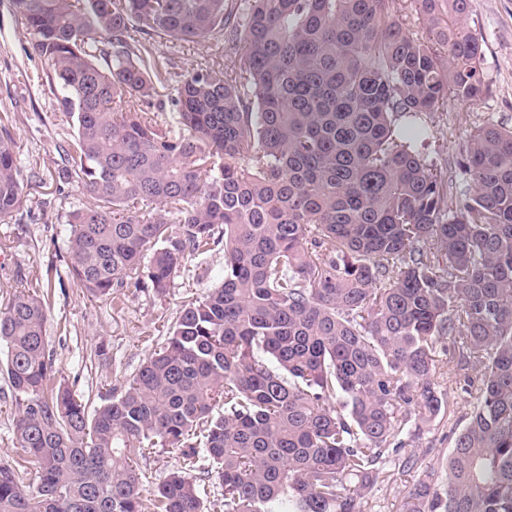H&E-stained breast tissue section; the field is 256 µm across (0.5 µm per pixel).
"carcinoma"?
Masks as SVG:
<instances>
[{
  "instance_id": "carcinoma-1",
  "label": "carcinoma",
  "mask_w": 512,
  "mask_h": 512,
  "mask_svg": "<svg viewBox=\"0 0 512 512\" xmlns=\"http://www.w3.org/2000/svg\"><path fill=\"white\" fill-rule=\"evenodd\" d=\"M402 2L11 0L74 129L57 177L94 198L67 214L77 287L164 295L218 247L224 274L92 410L56 377L48 295L12 294L0 512H208L211 478L224 512H363L390 440L448 409L439 347L474 402L409 512H512V128L470 132L452 192L424 117L488 94L482 44L470 0H412L420 36ZM155 38L244 55L182 74ZM25 187L0 130L1 224ZM154 448L182 464L146 500ZM14 410L11 406L9 387L0 375V460L17 458L19 452L12 445Z\"/></svg>"
}]
</instances>
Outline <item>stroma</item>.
<instances>
[{
  "mask_svg": "<svg viewBox=\"0 0 512 512\" xmlns=\"http://www.w3.org/2000/svg\"><path fill=\"white\" fill-rule=\"evenodd\" d=\"M468 24L483 41L482 67L490 91L476 102L448 99L430 116L441 147L438 161L452 175L474 127H512V0H471ZM155 47L184 74L219 61L221 55L211 42L159 40ZM46 72L10 0H0V122L8 125L26 170L40 176L26 189L31 220L21 228L0 224V304L18 288L48 292V348L67 382L94 406L100 392L121 387L165 345L184 302L221 279L224 253L214 251L203 269L187 264L163 296L131 288L124 302L115 305L77 287L66 266L64 222L74 206L91 204L92 199L77 182L57 178L73 129L50 91ZM99 344L107 348V362L93 355ZM448 379L456 389L447 414L421 424L416 435L405 437L402 448L389 452L387 479L366 493L364 512H407L414 484L428 478L442 484L441 465L453 444L452 430L472 402L463 373L449 370Z\"/></svg>",
  "mask_w": 512,
  "mask_h": 512,
  "instance_id": "1",
  "label": "stroma"
}]
</instances>
